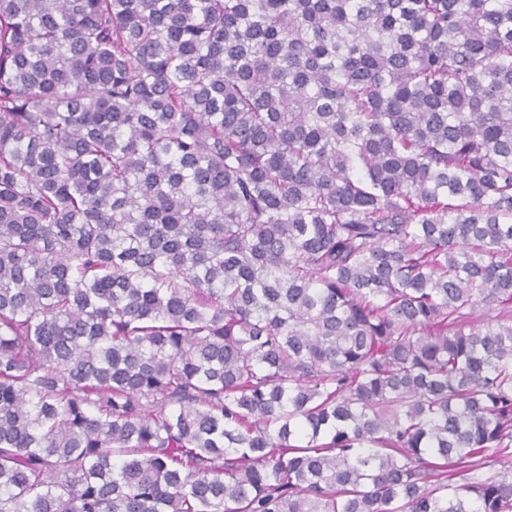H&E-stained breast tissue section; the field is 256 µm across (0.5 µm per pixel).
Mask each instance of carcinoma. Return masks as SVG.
Masks as SVG:
<instances>
[{"mask_svg":"<svg viewBox=\"0 0 512 512\" xmlns=\"http://www.w3.org/2000/svg\"><path fill=\"white\" fill-rule=\"evenodd\" d=\"M512 0H0V512H512Z\"/></svg>","mask_w":512,"mask_h":512,"instance_id":"1","label":"carcinoma"}]
</instances>
